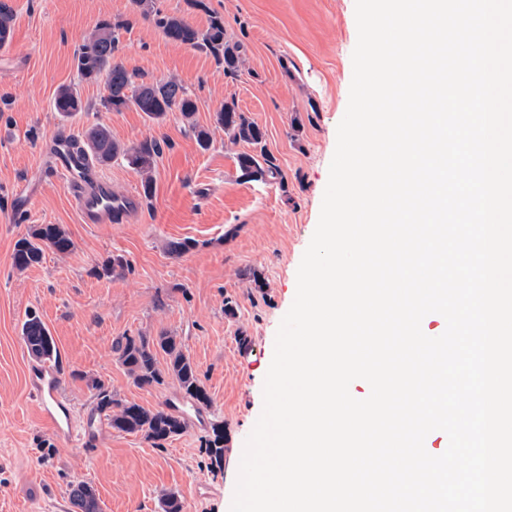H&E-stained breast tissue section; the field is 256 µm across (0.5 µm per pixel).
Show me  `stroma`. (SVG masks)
<instances>
[{
  "instance_id": "1",
  "label": "stroma",
  "mask_w": 512,
  "mask_h": 512,
  "mask_svg": "<svg viewBox=\"0 0 512 512\" xmlns=\"http://www.w3.org/2000/svg\"><path fill=\"white\" fill-rule=\"evenodd\" d=\"M14 14L0 49V512H76L73 485H91L100 512H162L179 492L183 512H230L246 438L259 418L262 388L277 329L296 294L302 256L316 229L337 126L349 101L357 43L355 0H155L162 12L206 27L224 19L243 63L225 74L204 49L169 43L134 16L130 0H7ZM130 20L120 56L130 69L174 79L192 92L194 123L210 130L201 149L180 113L153 123L135 109L109 112L103 84L79 82L75 51L101 20ZM76 87L84 111H54L60 87ZM263 130L283 183L242 176L237 158L253 153L231 143L215 122L221 105ZM106 124L125 146L168 141L154 172L155 193L142 199L140 174L115 160L100 166L112 190L139 200L134 222L81 223L66 187L51 174L60 134ZM34 184L26 201L18 182ZM31 224H59L74 243L46 251L25 270L12 264L16 241ZM188 239L189 252H171ZM123 256V273L105 270ZM233 302L234 314L224 312ZM35 312L57 347L63 392L89 443L65 442L42 422L27 385L32 363L21 326ZM180 336L212 397L204 416L189 415L185 433L156 448L142 435L112 429L96 409L93 377L110 381L118 399L147 408L180 403L174 380L136 387L113 349L124 336ZM249 347H242L240 338ZM224 427V464L211 471L199 438Z\"/></svg>"
}]
</instances>
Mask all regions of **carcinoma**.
I'll return each instance as SVG.
<instances>
[{
    "instance_id": "carcinoma-1",
    "label": "carcinoma",
    "mask_w": 512,
    "mask_h": 512,
    "mask_svg": "<svg viewBox=\"0 0 512 512\" xmlns=\"http://www.w3.org/2000/svg\"><path fill=\"white\" fill-rule=\"evenodd\" d=\"M139 15L153 23L163 36L176 45L204 47L218 63L224 65V73L239 70L240 48L225 39L224 18L213 14L206 29L200 30L188 19L164 14L153 5V0H131ZM14 16L10 6L0 0V46L11 38ZM129 28L124 21L98 22L92 32L82 37L75 52L77 75L80 81L96 83L104 80L106 95L104 107L110 112H121L132 107L152 122L164 120L168 113L179 112L190 124L198 146L206 150L212 142L210 131L193 121L197 112L196 101L187 88L176 80L152 79L146 73L128 69L117 57L121 31ZM53 107L63 117H74L84 111L81 98L70 87H62L56 93ZM216 123L224 128V134L234 141L253 145L261 144L263 132L235 105L225 103L216 112ZM166 142L146 139L139 145L124 148L112 140L109 127L103 123L90 126L78 141V148L94 165H106L120 157L126 165L142 175V195L150 199L154 195V171L163 154ZM238 165L249 180L264 184L281 183L283 176L275 159L266 153L256 157L242 154ZM74 247L66 230L59 224H32L19 238L12 256L13 266L25 270L40 263L46 250L64 254ZM22 341L29 356L40 362L52 361L57 356L55 343L39 317L30 314L22 324ZM118 359L134 385L153 388L171 378L177 382L183 396L191 401L196 410L207 409L212 399L201 378L197 365L184 351L182 340L167 333L158 336H124L116 342ZM92 386L98 391L97 409L104 412L114 406L119 411L111 416V427L125 433L140 434L153 446L160 447L167 440L179 436L187 429L185 416L174 406L150 410L136 403H123L112 396L105 381L94 379ZM212 470L221 468L224 461V433L218 425L200 437ZM72 501L78 512H99L98 500L92 486L78 483L72 489Z\"/></svg>"
}]
</instances>
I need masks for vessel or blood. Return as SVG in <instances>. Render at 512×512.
Wrapping results in <instances>:
<instances>
[{"mask_svg":"<svg viewBox=\"0 0 512 512\" xmlns=\"http://www.w3.org/2000/svg\"><path fill=\"white\" fill-rule=\"evenodd\" d=\"M58 147L60 156L53 175L67 184L82 223H126L136 207L135 199L114 194L110 181L93 170L73 138L60 136ZM29 390L42 419L62 438H74L70 402L64 396L62 380L53 368L47 365L31 367Z\"/></svg>","mask_w":512,"mask_h":512,"instance_id":"1","label":"vessel or blood"}]
</instances>
